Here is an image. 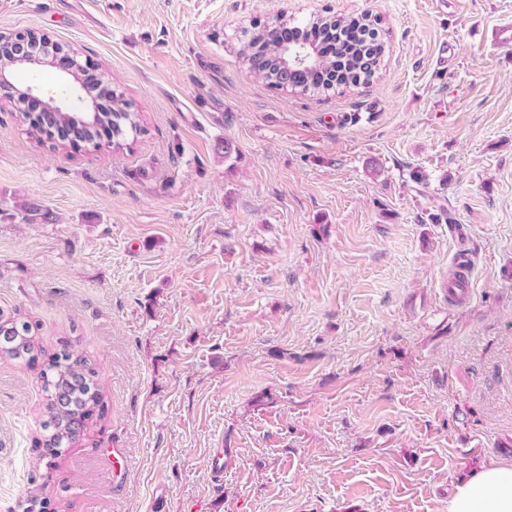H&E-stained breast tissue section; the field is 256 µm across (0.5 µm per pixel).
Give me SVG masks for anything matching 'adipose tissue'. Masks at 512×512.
<instances>
[{
  "mask_svg": "<svg viewBox=\"0 0 512 512\" xmlns=\"http://www.w3.org/2000/svg\"><path fill=\"white\" fill-rule=\"evenodd\" d=\"M445 512H512V465L484 469L462 482Z\"/></svg>",
  "mask_w": 512,
  "mask_h": 512,
  "instance_id": "1",
  "label": "adipose tissue"
}]
</instances>
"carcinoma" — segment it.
Returning <instances> with one entry per match:
<instances>
[{
	"label": "carcinoma",
	"instance_id": "1",
	"mask_svg": "<svg viewBox=\"0 0 512 512\" xmlns=\"http://www.w3.org/2000/svg\"><path fill=\"white\" fill-rule=\"evenodd\" d=\"M322 23L345 26L350 29L347 39L337 47L336 61L321 56L316 72L330 74L337 70L340 74L339 85H357L362 80L372 77V74L362 69L363 59L381 60L385 52V42L382 40L377 21L362 15L360 17L314 18L307 21H296L294 25L303 30L304 35L311 34V29ZM279 44L276 35L266 26L253 28L244 42L241 55L245 62L254 57L265 56V66L260 68L261 75L279 86L277 73L279 59ZM91 88L112 95V111L103 113L97 124L86 133V139L94 146H100L99 140L118 138L129 129L135 133L141 131L139 114L127 109V101L121 93H110L109 77L94 74L88 80ZM7 325L15 332L16 341L10 348H1L0 352L11 359L32 361L39 357L42 349L36 336L32 334L33 326L15 317H3L0 314V326ZM97 371L88 359L80 356L71 360L70 355L61 351L52 355L40 370L45 392V447L62 448L74 436L71 422L80 421L94 411L101 399L95 377Z\"/></svg>",
	"mask_w": 512,
	"mask_h": 512
}]
</instances>
